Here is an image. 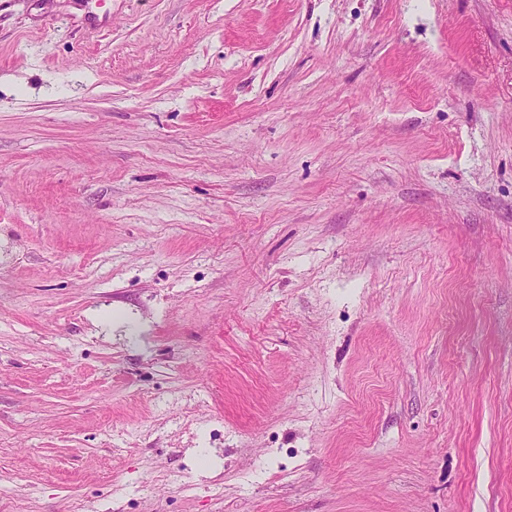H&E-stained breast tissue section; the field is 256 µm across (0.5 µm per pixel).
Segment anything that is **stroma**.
<instances>
[{
  "instance_id": "stroma-1",
  "label": "stroma",
  "mask_w": 512,
  "mask_h": 512,
  "mask_svg": "<svg viewBox=\"0 0 512 512\" xmlns=\"http://www.w3.org/2000/svg\"><path fill=\"white\" fill-rule=\"evenodd\" d=\"M512 512V0H0V512Z\"/></svg>"
}]
</instances>
